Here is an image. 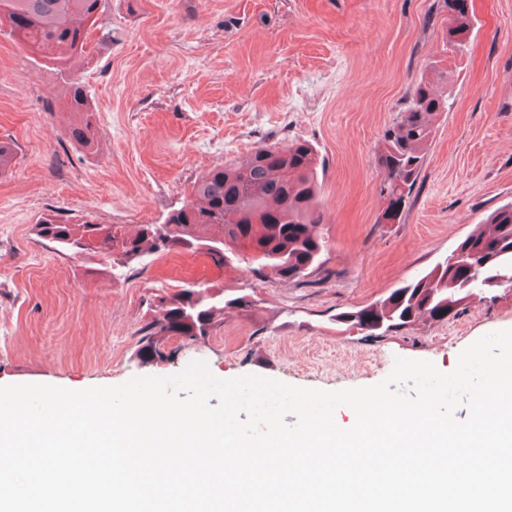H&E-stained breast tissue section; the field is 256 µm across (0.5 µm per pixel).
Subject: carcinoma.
<instances>
[{
	"instance_id": "carcinoma-1",
	"label": "carcinoma",
	"mask_w": 512,
	"mask_h": 512,
	"mask_svg": "<svg viewBox=\"0 0 512 512\" xmlns=\"http://www.w3.org/2000/svg\"><path fill=\"white\" fill-rule=\"evenodd\" d=\"M99 6L100 0H0V32L49 64H67L87 53ZM444 6L448 25L458 32L471 31L473 12L460 11L457 0H444ZM453 105L448 71L435 68L413 83L404 106L386 128L376 164L384 173L380 194L389 199L384 216L391 223H400L437 119ZM66 107L73 113L65 127L68 142L93 151L95 112L76 76L70 81ZM317 165L315 149L305 140L263 145L242 164L229 163L200 176L191 195L168 213L164 223L142 224L134 236L126 235L119 224L102 226L86 218L68 223L52 215L36 224L35 231L39 238L75 254L98 258V264L112 271L148 254L189 250L205 253L218 265L243 264L269 281L295 282L317 272L328 249L321 231ZM484 226L458 243L474 253V270L446 259L381 300L336 313V324L383 338L419 320L457 316L477 289L505 287L503 279L512 278V203L493 210ZM228 241L249 249L257 246L263 255L255 258L245 251L228 256ZM253 306L249 294L227 297L196 282L172 296H160L154 304L157 315L137 330L139 361L168 360L166 338L197 343L212 334L224 308L248 313Z\"/></svg>"
}]
</instances>
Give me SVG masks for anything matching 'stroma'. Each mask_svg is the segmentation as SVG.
Masks as SVG:
<instances>
[{
  "label": "stroma",
  "mask_w": 512,
  "mask_h": 512,
  "mask_svg": "<svg viewBox=\"0 0 512 512\" xmlns=\"http://www.w3.org/2000/svg\"><path fill=\"white\" fill-rule=\"evenodd\" d=\"M468 47L448 44L442 0H101L88 56L56 68L0 33V386L70 390L170 376L194 360L220 379L248 374L323 390L383 381L398 357L444 373L486 333L512 328V291L461 315L381 339L343 331L337 312L385 298L443 261L512 202V0H473ZM454 74L401 223L384 224L375 157L412 83L433 62ZM80 76L98 146L64 136L58 108ZM309 141L321 165L320 272L263 282L188 250L145 256L118 277L35 233L39 219L88 216L135 232L163 223L204 172L264 144ZM197 281L251 295L211 336L143 364L148 300Z\"/></svg>",
  "instance_id": "stroma-1"
}]
</instances>
